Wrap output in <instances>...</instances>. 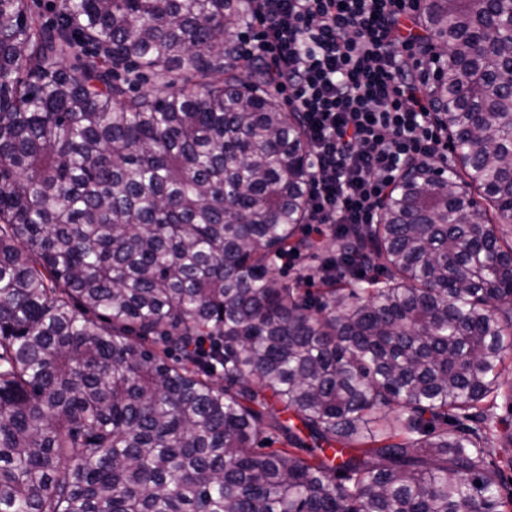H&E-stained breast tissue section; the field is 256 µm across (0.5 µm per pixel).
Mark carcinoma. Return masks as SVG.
<instances>
[{
  "mask_svg": "<svg viewBox=\"0 0 512 512\" xmlns=\"http://www.w3.org/2000/svg\"><path fill=\"white\" fill-rule=\"evenodd\" d=\"M511 9L423 8L456 165L310 240L242 0H0V512H512ZM319 258L311 253L302 252L294 260L292 265L282 264L280 261H276V273L277 276L285 281H289L294 276L295 272L299 269H311L318 265Z\"/></svg>",
  "mask_w": 512,
  "mask_h": 512,
  "instance_id": "1",
  "label": "carcinoma"
}]
</instances>
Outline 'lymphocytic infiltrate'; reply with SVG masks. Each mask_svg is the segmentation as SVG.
<instances>
[{
	"label": "lymphocytic infiltrate",
	"instance_id": "1",
	"mask_svg": "<svg viewBox=\"0 0 512 512\" xmlns=\"http://www.w3.org/2000/svg\"><path fill=\"white\" fill-rule=\"evenodd\" d=\"M240 56L301 113L317 235L374 224L406 162L447 160L415 52L420 0H245Z\"/></svg>",
	"mask_w": 512,
	"mask_h": 512
}]
</instances>
